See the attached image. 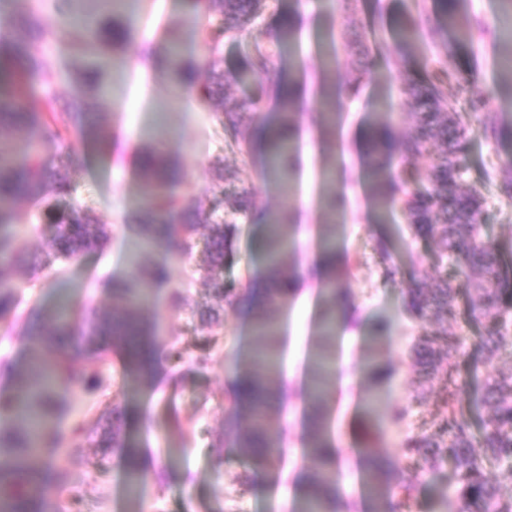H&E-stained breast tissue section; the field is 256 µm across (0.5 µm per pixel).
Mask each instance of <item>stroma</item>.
<instances>
[{
    "label": "stroma",
    "mask_w": 512,
    "mask_h": 512,
    "mask_svg": "<svg viewBox=\"0 0 512 512\" xmlns=\"http://www.w3.org/2000/svg\"><path fill=\"white\" fill-rule=\"evenodd\" d=\"M22 3L58 31L79 10L81 0H0V13H13ZM409 5L410 0H360L353 22L375 29L389 40ZM288 15L299 20L302 56L283 55L275 73L304 85V111L299 120L314 142L292 194H284L264 175L261 148H254L249 164L241 165L238 155L226 147L213 112L199 103L195 93L177 88L170 73L154 69L145 56L146 48L158 44L160 38L172 39L182 59L199 65L201 82H208L209 56L200 32L216 26L217 15L205 6H193L191 0H137L135 11L123 18L134 30L132 40L101 63L106 73L123 72L113 83L109 99L96 106L106 138L101 142L71 139L70 146L83 154L84 165L72 173V191L56 206L60 212L76 205L92 208L111 225L109 241L99 251L42 269L40 260L52 234L49 220L32 200H20L15 207L22 228L14 240L18 258L10 269L17 304L0 314V393L11 389L13 366L29 349L25 323L39 319L62 296L87 317L108 310V282L133 273L129 252L137 237L124 218L135 210L140 196L135 155L144 144H153L171 156L179 169L178 194L201 210H210L221 197L211 173L220 160L238 168L240 184L252 191L256 209L274 211L285 205L299 214L298 224L287 229L295 250L284 257L283 265L306 272L302 290L307 299H292L282 313L283 360L280 371L270 379L271 386L284 393L281 412L270 418L285 448L281 476L250 480V466L220 443L225 419L222 394L252 349V317L244 306L219 307L222 326L205 372L190 373L175 382L164 380L134 398L121 388L118 363L98 366L81 357L74 359L76 382L69 392L73 410L63 423L79 424L115 403L130 408L135 418L129 430L141 445L149 473L164 479L162 494L145 497L143 512H293L291 494L299 489L298 476L320 473L318 463L302 453L308 369L322 301L320 284L310 272L309 255L325 229L328 207L335 199L343 202L338 210L336 248L351 267L350 276L341 279L339 286L352 309L348 331L353 339L347 344L348 360L339 362L336 377L325 387L332 435H340L346 427L341 411L356 416V428L339 445V455L349 460L358 449L372 448L399 467H409L405 440L432 432L440 418L445 393L438 384L424 382L415 363L412 347L420 327L406 313L404 298L410 288L430 287L446 270L436 263L435 243L416 237L400 209H393L387 223H376L365 159L357 155L355 147L359 131L377 113H393L398 130L409 127L410 109L398 91L401 73L392 65L377 62L356 110L345 111L338 129L322 127L310 115L323 111L324 87L334 79L345 81L351 69L350 57L342 49L336 51L335 78L320 72L324 55L332 51L331 37L340 32L344 21L332 10L330 0H268L267 10L253 21L252 29L259 32L277 26ZM247 50V43L225 42L222 67L234 80L233 92L255 101L256 120L262 123L273 119L278 108L267 81L244 74L242 59ZM459 50L474 58L470 93L486 100L484 108L469 118L473 131L464 184L484 199L481 233L485 241L507 253L512 251V202L498 196L486 173L512 163V46L486 40L460 45ZM38 52L59 70L68 68L69 74L35 81L34 92L69 95L73 90L70 75L82 67V60L56 39L44 42ZM486 124L497 127L496 137L482 135ZM265 236L264 225L239 218L232 256L223 270L225 281L238 293H245L253 284ZM146 258L165 263L170 271L169 285L155 290L148 315L156 320L165 340L191 346L199 310L218 307L195 272L203 259L202 250H195L189 258L153 250ZM172 287L182 289L188 297L182 310L168 304ZM448 332L460 338L465 352L461 381L481 383L512 373V347L489 361L476 356L475 345L483 328L460 318L449 325ZM93 373L99 374L102 382L97 391L89 393L82 381ZM371 393L384 398L374 418L364 404ZM456 484L452 459L443 457L437 466L417 472L404 512H448ZM62 501L60 512H131L134 500L118 453L104 454L85 445L82 460L71 468Z\"/></svg>",
    "instance_id": "1"
}]
</instances>
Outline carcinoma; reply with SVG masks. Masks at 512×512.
Listing matches in <instances>:
<instances>
[{
    "label": "carcinoma",
    "mask_w": 512,
    "mask_h": 512,
    "mask_svg": "<svg viewBox=\"0 0 512 512\" xmlns=\"http://www.w3.org/2000/svg\"><path fill=\"white\" fill-rule=\"evenodd\" d=\"M463 0H440L438 24L458 27ZM209 10L221 16V23L203 35L211 57L221 54L224 39H241L249 44L245 67L254 77L264 80L274 66V50L292 39L294 25H278L255 34L250 28L254 18L266 8V0H206ZM114 5H95L73 22L68 47L86 59L74 77L75 87L69 99L48 97L38 100L27 93L35 76L49 73L47 62L36 52V44L53 34L25 6L14 14V28L19 36L11 43V52L0 60V69L13 77L9 94L0 95V311L15 304L7 264L13 260L14 204L22 197L41 200L52 208L46 197L52 185L56 197L70 193L68 173L84 164L80 151H57L70 135L103 136L96 113L88 111L89 98L105 94L104 74L95 59L121 47L132 38L128 26L108 20L97 23L96 11H112ZM420 5L407 11L397 34L396 46L374 32L364 31L346 38L348 51L359 57V67L343 85L342 96L356 100L377 58L398 68L404 66L406 48L423 42L431 27L423 24ZM488 29L480 21L461 27L469 43L482 41ZM147 54L160 69L168 71L178 87L196 90L216 111L224 129L225 141L238 149L243 159L251 158L258 130L251 127L254 117L248 113L252 102L238 99L230 92L224 73L217 80L195 88V69L180 59L173 45ZM468 64L452 45L446 47L422 74L401 75L400 93L413 107L414 124L404 133L396 132L388 118L369 123L367 136V173L373 182V207L377 220L387 222L394 205L400 209L417 236L434 240L440 251L439 261L453 265L464 278L439 280L433 288H415L408 295L407 311L422 322V334L414 346L416 357L427 379L438 378L446 384L445 411L438 432L421 436L406 446L412 468H401L381 459L373 449H362L359 465L371 477L370 493L376 502L374 512H401L403 500H394L391 485L412 489V471L434 465L443 455L452 457L458 487L451 507L455 512H512V498L505 499L484 475L483 462H512V374L485 383L458 381L460 344L438 329L458 315L486 328L478 353L490 359L512 346V270L503 254L486 243L481 235L482 198L461 188L467 171L466 152L470 129L457 105L465 100L471 112L483 107V99L469 95L461 74ZM279 104V131L269 144L267 173L278 181L292 178L300 165L295 142L299 125L292 107L299 99L296 91L272 86ZM430 155L427 166L418 160ZM402 160L399 173L393 172V158ZM141 180L139 212L130 217L140 238L139 247L166 248L184 256L193 254L195 233L207 227L205 259L197 274L214 297L227 306L237 304L241 296L224 286L220 272L230 258L237 231V218L252 215L248 192L224 194V212H203L175 196L171 191L177 171L154 147L143 146L137 154ZM266 224L265 264L270 288L253 309L255 346L231 390L224 392L227 403L225 436L231 448L252 466L257 476L277 470L283 448L282 440L269 427V416L281 396L270 385V375L277 368L281 349L280 311L294 294L300 276L289 273L281 258L291 242L283 228L295 224L293 211L261 213ZM111 233L92 209L73 207L52 224L51 253L41 261L44 266L66 261L100 249ZM320 249L331 255L322 273L325 308L321 315L317 352L311 365V411L305 453L317 459L326 473L303 483L299 512H341V500L332 477L336 467V448L328 441L322 411V379L334 365L332 352L336 339V301L340 295L338 279L347 270L336 267L335 238L324 236ZM136 272L112 281V311L96 314L79 336L70 324L69 304L59 302L37 325H29L32 346L28 357L14 366L15 388L0 398V458L9 455V467H0V512H45V492L64 488L69 479L62 455L72 457L79 433L95 436L96 446L113 449L124 461L130 483L146 491L147 473L136 443L127 435L130 418L127 407L115 404L111 413L93 424H81L64 430L50 420L68 410V401L60 389L61 381L74 380L71 359L81 356L104 364L109 355L121 360L123 382L134 390L156 386L158 371L172 379L183 370L202 372L210 361L211 332L219 325L210 312L199 316L195 331L200 335L198 353L184 365L183 353L174 342L157 336L155 320L145 313L153 290L167 283V268L162 263L143 265L133 258ZM490 406L494 414L480 436L471 431L472 411ZM247 416V424L241 423Z\"/></svg>",
    "instance_id": "cac0c4a2"
}]
</instances>
